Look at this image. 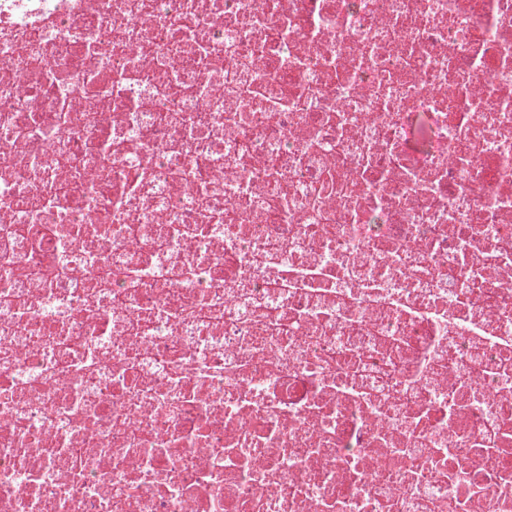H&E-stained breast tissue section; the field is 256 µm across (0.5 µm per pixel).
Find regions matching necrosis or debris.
I'll list each match as a JSON object with an SVG mask.
<instances>
[{
  "label": "necrosis or debris",
  "instance_id": "obj_1",
  "mask_svg": "<svg viewBox=\"0 0 512 512\" xmlns=\"http://www.w3.org/2000/svg\"><path fill=\"white\" fill-rule=\"evenodd\" d=\"M4 271L0 512H512V0H0Z\"/></svg>",
  "mask_w": 512,
  "mask_h": 512
}]
</instances>
